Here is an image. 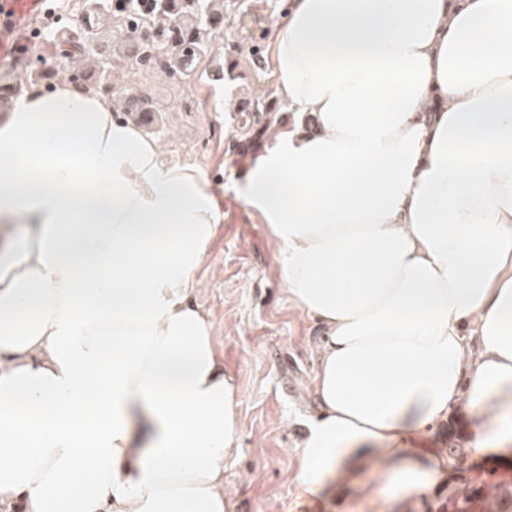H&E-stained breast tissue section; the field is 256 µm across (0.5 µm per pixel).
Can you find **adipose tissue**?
I'll list each match as a JSON object with an SVG mask.
<instances>
[{
    "mask_svg": "<svg viewBox=\"0 0 512 512\" xmlns=\"http://www.w3.org/2000/svg\"><path fill=\"white\" fill-rule=\"evenodd\" d=\"M273 53L296 121L236 193L322 330L301 484L423 496L448 453L410 438L461 405L512 463V0H288ZM162 156L69 84L0 119V512H233L218 210Z\"/></svg>",
    "mask_w": 512,
    "mask_h": 512,
    "instance_id": "1",
    "label": "adipose tissue"
}]
</instances>
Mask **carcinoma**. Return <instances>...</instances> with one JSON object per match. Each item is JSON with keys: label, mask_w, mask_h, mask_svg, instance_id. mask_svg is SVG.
I'll return each mask as SVG.
<instances>
[{"label": "carcinoma", "mask_w": 512, "mask_h": 512, "mask_svg": "<svg viewBox=\"0 0 512 512\" xmlns=\"http://www.w3.org/2000/svg\"><path fill=\"white\" fill-rule=\"evenodd\" d=\"M235 7L230 0H84L73 27L48 41L49 54L26 50L16 82L0 87V100H12L32 85L55 80L58 72L52 70L50 59L56 56L67 59L69 81L84 77L85 65L92 64L97 80L82 87L101 97L110 92L105 103L125 115L134 111L143 92L117 91L112 85L117 68L138 72L159 60L160 72L179 83L208 59L221 62L230 76L238 68L240 48L219 46L216 36L226 13ZM233 111L246 113L245 139L236 144V150L244 153L276 134L288 107L267 93L239 100Z\"/></svg>", "instance_id": "obj_1"}]
</instances>
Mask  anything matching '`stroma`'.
Instances as JSON below:
<instances>
[{
  "label": "stroma",
  "mask_w": 512,
  "mask_h": 512,
  "mask_svg": "<svg viewBox=\"0 0 512 512\" xmlns=\"http://www.w3.org/2000/svg\"><path fill=\"white\" fill-rule=\"evenodd\" d=\"M283 7L284 0H241L227 15L217 40L241 47L235 80L175 84L156 73L112 75L117 89L152 91L171 121L170 130L156 135L165 161L200 170L220 210L195 301L209 314L217 358L238 387L239 450L224 463L225 481L235 491L234 512H452L474 468H481L486 482L512 485V468L482 467L471 458V420L462 408L427 440L429 447L451 444L461 454L426 497L404 496L371 465L362 469L360 482L375 491L372 499L345 487L312 494L297 480L304 420L316 410L311 383L319 331L289 300L276 247L259 217L232 191L248 161L233 150L239 119L229 110L256 90L276 91L272 48ZM259 56L265 60L261 68L255 64Z\"/></svg>",
  "instance_id": "obj_1"
}]
</instances>
